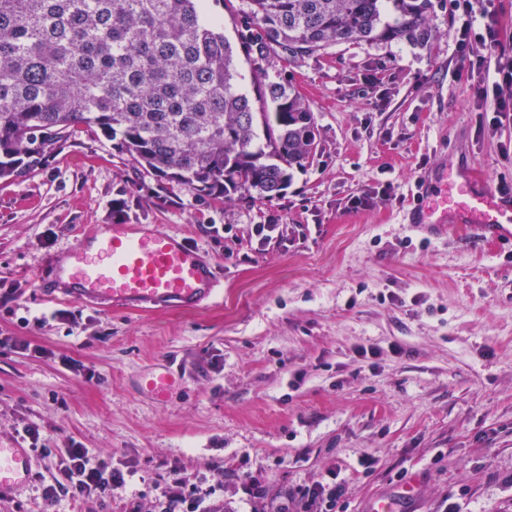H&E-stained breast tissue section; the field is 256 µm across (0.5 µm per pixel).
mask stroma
<instances>
[{"label":"stroma","mask_w":512,"mask_h":512,"mask_svg":"<svg viewBox=\"0 0 512 512\" xmlns=\"http://www.w3.org/2000/svg\"><path fill=\"white\" fill-rule=\"evenodd\" d=\"M423 39L332 45L269 66L313 113L319 149L271 201L211 199L74 135L43 167L0 180V437L37 424L135 474L105 498L44 505L55 458L0 512H153L171 467L224 486L226 512H301L304 491L343 488L336 512H512V248L407 221L415 183L461 165L512 188V116L483 118L487 74L464 72L459 19L433 0ZM372 193L350 212L351 197ZM277 220L283 243L248 227ZM174 232L215 263L195 307L110 309L47 301L87 224ZM210 224L231 230L221 242ZM375 348L376 357L358 348ZM179 372L166 399L142 381Z\"/></svg>","instance_id":"35a3bbf8"}]
</instances>
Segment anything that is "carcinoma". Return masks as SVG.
<instances>
[{
    "label": "carcinoma",
    "mask_w": 512,
    "mask_h": 512,
    "mask_svg": "<svg viewBox=\"0 0 512 512\" xmlns=\"http://www.w3.org/2000/svg\"><path fill=\"white\" fill-rule=\"evenodd\" d=\"M210 0H0V179L46 163L81 130L202 196L271 201L318 150L288 84L243 87L237 58L291 60L328 46L415 37L432 0H241L237 41ZM265 144L257 146L259 136Z\"/></svg>",
    "instance_id": "1"
}]
</instances>
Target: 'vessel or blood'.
<instances>
[{"instance_id": "b4317fda", "label": "vessel or blood", "mask_w": 512, "mask_h": 512, "mask_svg": "<svg viewBox=\"0 0 512 512\" xmlns=\"http://www.w3.org/2000/svg\"><path fill=\"white\" fill-rule=\"evenodd\" d=\"M420 186V223L441 231L467 224L486 242L512 245V196L474 189L466 173L451 168L437 171L433 180H422ZM69 256L65 288H57L56 277L40 278L44 299L152 309L201 304L217 293L214 266L175 233H125L94 225ZM175 383L170 371L145 379L147 391L159 399L167 397ZM32 456L31 449L20 443L0 440V497L15 494L29 481Z\"/></svg>"}]
</instances>
